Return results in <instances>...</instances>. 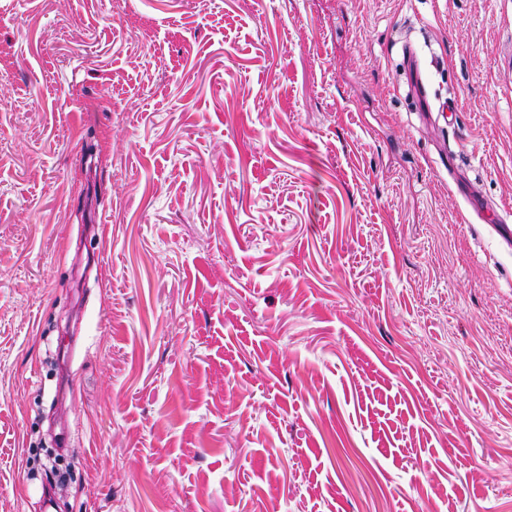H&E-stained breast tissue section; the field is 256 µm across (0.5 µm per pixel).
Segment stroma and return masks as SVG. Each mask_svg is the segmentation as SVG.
<instances>
[{
	"label": "stroma",
	"instance_id": "obj_1",
	"mask_svg": "<svg viewBox=\"0 0 512 512\" xmlns=\"http://www.w3.org/2000/svg\"><path fill=\"white\" fill-rule=\"evenodd\" d=\"M510 52L512 0H0V512L62 419L58 512H512ZM405 73L411 87L418 109L422 112H432L434 104L428 91L427 80L421 71L413 50L404 51Z\"/></svg>",
	"mask_w": 512,
	"mask_h": 512
}]
</instances>
